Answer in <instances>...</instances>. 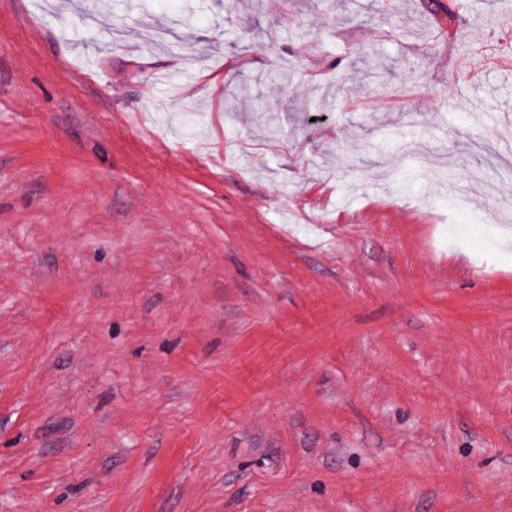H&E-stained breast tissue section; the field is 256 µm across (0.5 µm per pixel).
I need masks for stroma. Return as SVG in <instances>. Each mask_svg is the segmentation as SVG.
I'll return each mask as SVG.
<instances>
[{"label":"stroma","mask_w":512,"mask_h":512,"mask_svg":"<svg viewBox=\"0 0 512 512\" xmlns=\"http://www.w3.org/2000/svg\"><path fill=\"white\" fill-rule=\"evenodd\" d=\"M490 9L0 0V512H512Z\"/></svg>","instance_id":"35a3bbf8"}]
</instances>
